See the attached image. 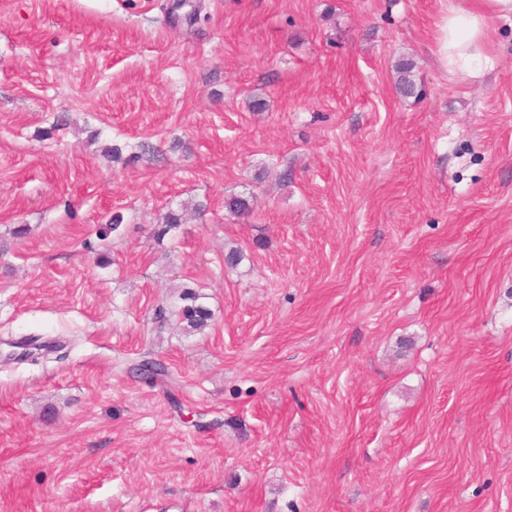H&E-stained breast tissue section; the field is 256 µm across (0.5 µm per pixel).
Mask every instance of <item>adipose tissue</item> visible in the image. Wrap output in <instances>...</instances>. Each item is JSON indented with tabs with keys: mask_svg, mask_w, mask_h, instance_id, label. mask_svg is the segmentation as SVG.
Here are the masks:
<instances>
[{
	"mask_svg": "<svg viewBox=\"0 0 512 512\" xmlns=\"http://www.w3.org/2000/svg\"><path fill=\"white\" fill-rule=\"evenodd\" d=\"M482 10L452 7L440 29V59L449 73L473 72L486 50V29L492 13H512V0H485Z\"/></svg>",
	"mask_w": 512,
	"mask_h": 512,
	"instance_id": "obj_1",
	"label": "adipose tissue"
}]
</instances>
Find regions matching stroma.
Listing matches in <instances>:
<instances>
[{"instance_id":"stroma-1","label":"stroma","mask_w":512,"mask_h":512,"mask_svg":"<svg viewBox=\"0 0 512 512\" xmlns=\"http://www.w3.org/2000/svg\"><path fill=\"white\" fill-rule=\"evenodd\" d=\"M174 2L0 0V512H512V14ZM489 11L451 7L440 29V59L448 72L465 75L473 72L484 58L486 29L490 13H512L511 0H483ZM180 295L183 305L176 310H171L170 314L177 316L188 330L197 331L208 325L211 319V311L199 300L201 294L190 287H185Z\"/></svg>"}]
</instances>
